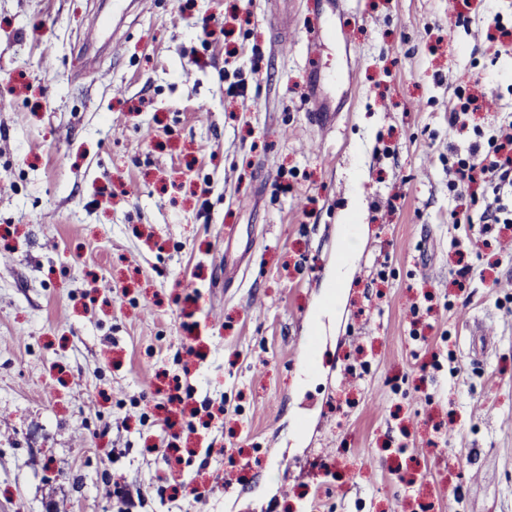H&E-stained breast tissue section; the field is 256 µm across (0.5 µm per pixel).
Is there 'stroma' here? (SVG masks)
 Returning <instances> with one entry per match:
<instances>
[{"instance_id": "35a3bbf8", "label": "stroma", "mask_w": 512, "mask_h": 512, "mask_svg": "<svg viewBox=\"0 0 512 512\" xmlns=\"http://www.w3.org/2000/svg\"><path fill=\"white\" fill-rule=\"evenodd\" d=\"M132 2L0 0V512H512V0ZM486 147L475 143L467 154H453V179L450 191L475 196L478 190L485 195L489 189L494 202L505 187L512 189V121L501 125L486 140ZM326 339L325 321L316 322L312 330L305 336H301L300 352L307 372L314 370L319 359L320 348Z\"/></svg>"}]
</instances>
